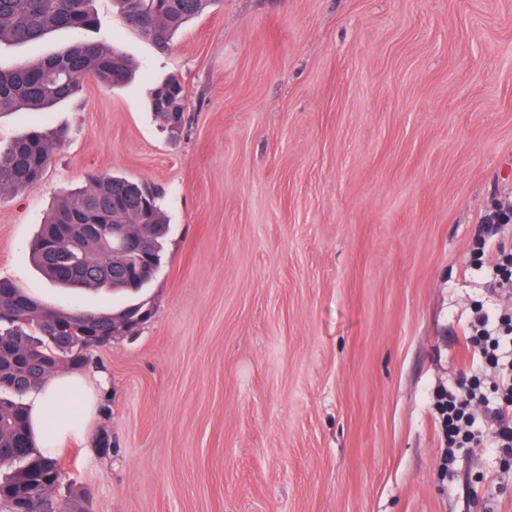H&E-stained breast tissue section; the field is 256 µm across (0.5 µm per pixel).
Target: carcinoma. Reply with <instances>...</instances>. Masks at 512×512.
Listing matches in <instances>:
<instances>
[{
    "instance_id": "cac0c4a2",
    "label": "carcinoma",
    "mask_w": 512,
    "mask_h": 512,
    "mask_svg": "<svg viewBox=\"0 0 512 512\" xmlns=\"http://www.w3.org/2000/svg\"><path fill=\"white\" fill-rule=\"evenodd\" d=\"M93 0H0V43L30 44L56 29L73 33L75 42L65 52L39 59L16 69L0 67V114L27 108L48 111L77 91L93 75L106 87L120 86L133 76L129 61L109 45L81 39L94 27ZM218 0H114L128 24L161 51L171 48L176 31L200 16ZM176 89L175 103L185 109L182 83L171 77L149 92V106L163 127L168 113L161 110L160 94ZM63 139L58 129H34L0 146V195L37 185ZM157 189L121 175L89 177V186L64 196L53 208L31 245L35 267L53 284L64 289H106L114 295L140 294L150 285L112 276V262L119 259L112 248V225L130 224L153 249L156 268H161L169 224ZM80 214L87 223L105 224V235L70 243L63 260L45 257L49 231ZM129 266L132 255L120 258ZM92 262L104 275L86 279L80 267ZM126 316V306L110 312L50 308L30 296L18 284L0 279V512H29L54 508L53 493L60 481L56 457L37 445L28 407L23 398L40 388L60 364L72 369L86 366L92 352L103 345L90 335H112V325Z\"/></svg>"
}]
</instances>
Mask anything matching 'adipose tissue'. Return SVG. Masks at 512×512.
Here are the masks:
<instances>
[{"instance_id": "ef3b65f1", "label": "adipose tissue", "mask_w": 512, "mask_h": 512, "mask_svg": "<svg viewBox=\"0 0 512 512\" xmlns=\"http://www.w3.org/2000/svg\"><path fill=\"white\" fill-rule=\"evenodd\" d=\"M105 383L106 379L102 376L92 381L85 377L61 375L53 378L37 391L30 406L33 423L38 424L47 420L55 423L53 432L42 437L44 447H55L57 440L67 434L80 435L85 432L89 424L87 418L59 419L55 416L56 410L61 402L66 400L90 402L94 386H102Z\"/></svg>"}]
</instances>
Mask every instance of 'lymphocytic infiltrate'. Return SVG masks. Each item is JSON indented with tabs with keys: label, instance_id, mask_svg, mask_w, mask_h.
<instances>
[{
	"label": "lymphocytic infiltrate",
	"instance_id": "f902f5d3",
	"mask_svg": "<svg viewBox=\"0 0 512 512\" xmlns=\"http://www.w3.org/2000/svg\"><path fill=\"white\" fill-rule=\"evenodd\" d=\"M473 252L478 268L499 288H512V250L493 243L491 236L477 240ZM476 370L470 378L441 391L436 400L445 436L443 461L453 465L455 450L479 444L505 456L512 455V316L477 310L466 338ZM491 378H484V371ZM487 412V426H475L479 410Z\"/></svg>",
	"mask_w": 512,
	"mask_h": 512
}]
</instances>
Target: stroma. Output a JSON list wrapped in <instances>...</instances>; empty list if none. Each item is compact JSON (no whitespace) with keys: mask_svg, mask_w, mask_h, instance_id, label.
Masks as SVG:
<instances>
[{"mask_svg":"<svg viewBox=\"0 0 512 512\" xmlns=\"http://www.w3.org/2000/svg\"><path fill=\"white\" fill-rule=\"evenodd\" d=\"M87 39L140 70L94 78L53 111L0 116V143L65 137L32 189L0 196V278L65 292L27 249L92 174L159 187L165 266L151 319L92 354L107 378L90 437L55 453L54 497L88 512H512V458L439 467L432 393L467 371L464 331L512 293L470 265L512 210V0H221L160 51L112 0ZM58 30L0 46L13 66L63 50ZM178 78L188 125L148 107ZM164 89H177L179 94L176 97V105L185 112V91L182 83L175 77L168 78L167 80L153 86L149 92V106L155 116L160 120L162 126L168 132L171 138H179L185 129L187 121L184 119L183 126L177 134H173L168 128V113L163 112L159 105L160 94Z\"/></svg>","mask_w":512,"mask_h":512,"instance_id":"obj_1","label":"stroma"}]
</instances>
